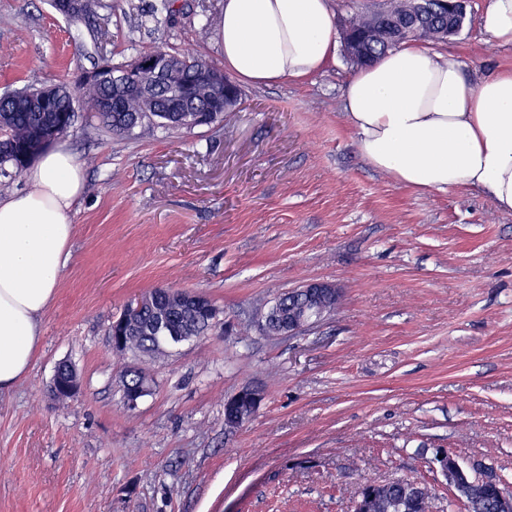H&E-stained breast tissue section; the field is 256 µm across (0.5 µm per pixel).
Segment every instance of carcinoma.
I'll return each mask as SVG.
<instances>
[{
	"instance_id": "carcinoma-1",
	"label": "carcinoma",
	"mask_w": 512,
	"mask_h": 512,
	"mask_svg": "<svg viewBox=\"0 0 512 512\" xmlns=\"http://www.w3.org/2000/svg\"><path fill=\"white\" fill-rule=\"evenodd\" d=\"M110 9L112 4L106 0H82L80 10L72 19H102V12ZM144 17L156 26L173 24L176 19L173 0H155ZM447 23L448 16L437 10L421 18L406 0H387L376 11L350 18L349 27L357 34L365 35L361 60L355 65L363 67L373 63L384 52L410 37L441 42L445 40ZM170 56L176 73L186 82L192 81L202 67L224 76L222 68L205 59L177 52ZM104 62L110 72L124 75L127 84L139 83L152 88L150 97L128 91L123 98L126 111L109 112L105 106L112 101V81L108 80L79 86L77 97L65 87L59 99L49 103L45 111L37 112L30 108L29 102L46 82L32 76L22 87L0 95V175L21 173L28 147L41 139L47 141L59 133H67L78 112L86 114L89 125L106 129L115 136L130 135L143 126L173 131L210 126L222 119L223 113L212 111L214 104L211 100L216 91L219 97H224L222 86L217 89L197 86L189 96L188 111L166 112L165 90L155 85L149 72H131V64H115L110 58ZM313 303L324 315L338 307L334 299L320 298L308 289L295 288L281 294L261 314L262 329L269 336L280 335L288 321L308 314ZM216 317L217 308L207 298L194 299L183 294L177 299L168 289L154 288L142 296L140 311L126 320V327L117 329V334L126 337L125 351L154 353L164 345L160 339L163 331L172 330L181 336H203L211 329ZM429 492L431 489L427 484L410 480H396L364 489L365 494L378 498V512H426ZM496 501L495 490L478 488L474 492L472 512H497Z\"/></svg>"
}]
</instances>
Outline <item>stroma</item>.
I'll list each match as a JSON object with an SVG mask.
<instances>
[{
    "label": "stroma",
    "mask_w": 512,
    "mask_h": 512,
    "mask_svg": "<svg viewBox=\"0 0 512 512\" xmlns=\"http://www.w3.org/2000/svg\"><path fill=\"white\" fill-rule=\"evenodd\" d=\"M150 2L114 0L92 29L52 0H0V92L155 46L222 63L197 29L224 0H174L176 24L147 30ZM487 2L431 47L473 83L512 67V44L481 28ZM354 70L340 49L306 79L242 86L209 127L117 137L81 118L63 135L86 189L32 364L0 390V512H352L360 483L397 479L427 481L433 512H464L441 448L512 490V213L373 170L343 108ZM312 280L340 289L336 311L266 336L257 308ZM157 287L207 296L217 324L140 358L151 391L131 408L108 331ZM62 361L82 388L59 402ZM245 387L265 399L228 428L224 402Z\"/></svg>",
    "instance_id": "obj_1"
}]
</instances>
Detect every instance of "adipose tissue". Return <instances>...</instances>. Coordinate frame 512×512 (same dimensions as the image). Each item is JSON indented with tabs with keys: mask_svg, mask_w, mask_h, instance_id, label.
<instances>
[{
	"mask_svg": "<svg viewBox=\"0 0 512 512\" xmlns=\"http://www.w3.org/2000/svg\"><path fill=\"white\" fill-rule=\"evenodd\" d=\"M220 40L225 70L253 86L314 74L337 45L327 0H224ZM344 109L371 168L423 192L468 185L512 213V69L473 85L456 62L406 42L356 71ZM26 179L30 191L0 195V387L33 360L85 191L84 164L62 143Z\"/></svg>",
	"mask_w": 512,
	"mask_h": 512,
	"instance_id": "ef3b65f1",
	"label": "adipose tissue"
}]
</instances>
